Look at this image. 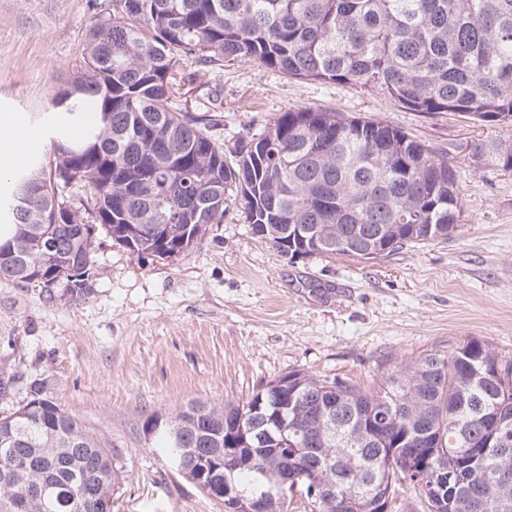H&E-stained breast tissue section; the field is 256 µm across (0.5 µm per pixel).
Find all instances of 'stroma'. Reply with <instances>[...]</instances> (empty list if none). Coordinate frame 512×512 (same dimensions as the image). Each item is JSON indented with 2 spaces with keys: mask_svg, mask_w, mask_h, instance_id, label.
Returning <instances> with one entry per match:
<instances>
[{
  "mask_svg": "<svg viewBox=\"0 0 512 512\" xmlns=\"http://www.w3.org/2000/svg\"><path fill=\"white\" fill-rule=\"evenodd\" d=\"M92 0H0V115L48 161L55 91L80 69ZM176 105L217 111L225 145L303 107L381 119L447 151L463 200L446 239L366 261L294 263L231 211L191 250L139 258L99 237L90 292L0 280V418L41 384L114 453L112 512H224L171 468L143 431L198 400L236 403L300 369L369 384L467 338L512 358V173L479 167L473 142L491 125L426 114L350 85L299 82L242 58L221 66L180 55Z\"/></svg>",
  "mask_w": 512,
  "mask_h": 512,
  "instance_id": "35a3bbf8",
  "label": "stroma"
}]
</instances>
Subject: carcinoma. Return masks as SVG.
Instances as JSON below:
<instances>
[{"mask_svg":"<svg viewBox=\"0 0 512 512\" xmlns=\"http://www.w3.org/2000/svg\"><path fill=\"white\" fill-rule=\"evenodd\" d=\"M84 66L51 99L52 160L15 172L0 200V279L83 295L101 226L130 254L188 252L200 220L238 204L253 234L290 261L379 259L454 235L462 198L448 153L384 121L301 108L276 115L229 153L210 115L177 109L175 54L250 58L304 82L353 85L416 111L448 112L506 135L472 144L478 165L512 172V0H97ZM79 125L82 137L71 128ZM83 195L71 202L68 190ZM337 247L318 248L314 239ZM380 245L366 256L368 241ZM262 416L256 440L242 417ZM166 458L221 448L224 467L184 476L244 498L293 474L303 512H379L398 488L428 512H512V359L467 339L386 372L378 387L292 370L238 403L187 402L144 424ZM0 500L17 512H95L112 496V449L31 387L0 419ZM41 482L40 500L25 488ZM334 491L309 498L315 485ZM273 493L266 512H289Z\"/></svg>","mask_w":512,"mask_h":512,"instance_id":"cac0c4a2","label":"carcinoma"}]
</instances>
